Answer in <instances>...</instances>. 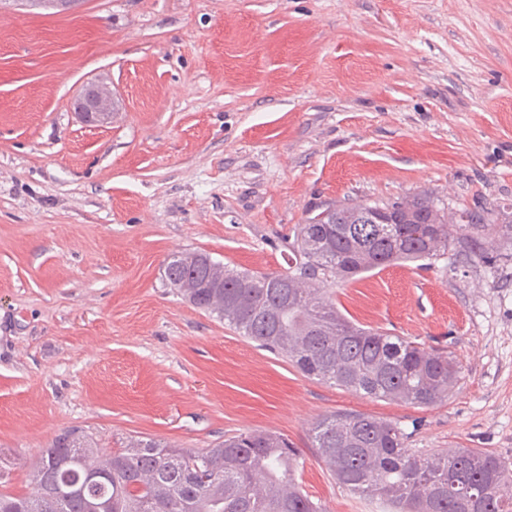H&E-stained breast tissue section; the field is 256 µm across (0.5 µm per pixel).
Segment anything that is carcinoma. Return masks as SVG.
I'll list each match as a JSON object with an SVG mask.
<instances>
[{
    "label": "carcinoma",
    "mask_w": 512,
    "mask_h": 512,
    "mask_svg": "<svg viewBox=\"0 0 512 512\" xmlns=\"http://www.w3.org/2000/svg\"><path fill=\"white\" fill-rule=\"evenodd\" d=\"M377 209L388 211V223H364ZM501 225L512 236V212L496 206L450 223L427 195L344 203L296 227L286 271L230 270L194 251L173 256L164 276L190 304L309 378L430 406L448 398L455 379L448 354L355 324L314 285L431 262L452 246L483 258ZM408 439L398 423L360 413L324 415L311 434L336 480L388 512H512V470L499 457L481 448L425 454ZM298 457L288 438L266 430L204 451L154 440L109 451L71 429L42 450L30 494L0 492V512H321L295 483Z\"/></svg>",
    "instance_id": "1"
}]
</instances>
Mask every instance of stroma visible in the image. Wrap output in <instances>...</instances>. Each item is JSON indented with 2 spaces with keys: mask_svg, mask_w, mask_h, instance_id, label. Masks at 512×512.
Instances as JSON below:
<instances>
[{
  "mask_svg": "<svg viewBox=\"0 0 512 512\" xmlns=\"http://www.w3.org/2000/svg\"><path fill=\"white\" fill-rule=\"evenodd\" d=\"M112 89L108 123L74 101ZM417 194L512 205V0H78L0 6V461L30 491L43 448L213 447L269 430L323 512H386L311 446L322 415L394 421L425 453L512 467V238L329 293L354 322L440 349L446 401L374 400L302 375L164 280L181 252L285 270L327 206Z\"/></svg>",
  "mask_w": 512,
  "mask_h": 512,
  "instance_id": "1",
  "label": "stroma"
}]
</instances>
